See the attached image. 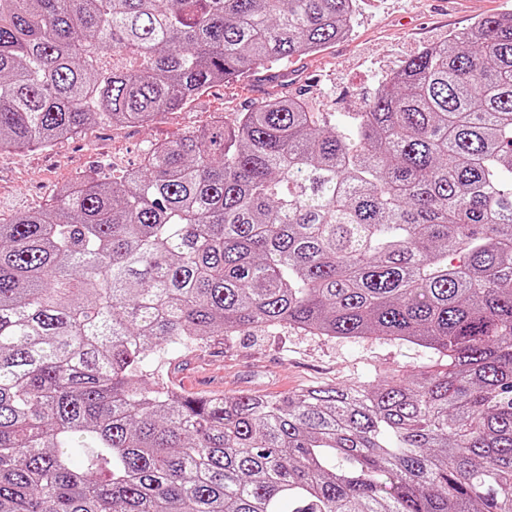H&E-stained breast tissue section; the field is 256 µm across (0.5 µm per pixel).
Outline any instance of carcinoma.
Masks as SVG:
<instances>
[{"mask_svg": "<svg viewBox=\"0 0 512 512\" xmlns=\"http://www.w3.org/2000/svg\"><path fill=\"white\" fill-rule=\"evenodd\" d=\"M354 15L0 0V150L151 123ZM348 118L274 95L0 217V512H512V13ZM269 327L447 368L275 400L143 384L158 346Z\"/></svg>", "mask_w": 512, "mask_h": 512, "instance_id": "1", "label": "carcinoma"}]
</instances>
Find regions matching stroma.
Segmentation results:
<instances>
[{
	"instance_id": "obj_1",
	"label": "stroma",
	"mask_w": 512,
	"mask_h": 512,
	"mask_svg": "<svg viewBox=\"0 0 512 512\" xmlns=\"http://www.w3.org/2000/svg\"><path fill=\"white\" fill-rule=\"evenodd\" d=\"M512 11V0H358L348 37L288 63V82L268 88L304 100L318 118L343 121L373 97L380 79L422 49L440 45L480 18ZM251 77L203 90L184 109L149 125L93 124L52 149L0 153V214L10 216L49 203L56 186L76 172L109 175L140 161L149 147L184 132L232 123L251 111ZM443 360L424 349L380 337L328 338L289 329H252L202 344L168 345L150 353L145 381L162 376L196 397L250 392L278 396L315 385L358 387L390 376L435 371Z\"/></svg>"
}]
</instances>
